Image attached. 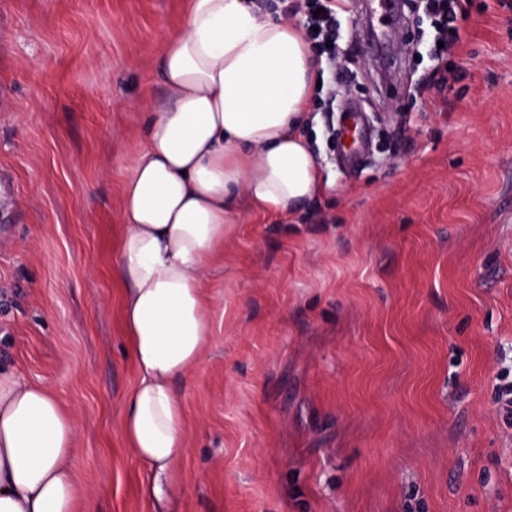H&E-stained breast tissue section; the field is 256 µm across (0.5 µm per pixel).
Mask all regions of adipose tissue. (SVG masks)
Masks as SVG:
<instances>
[{"label": "adipose tissue", "instance_id": "adipose-tissue-1", "mask_svg": "<svg viewBox=\"0 0 512 512\" xmlns=\"http://www.w3.org/2000/svg\"><path fill=\"white\" fill-rule=\"evenodd\" d=\"M159 60L167 106L123 186L113 267L137 381L119 426L156 507L184 487L188 413L177 388L212 334L210 270L246 201L286 216L325 182L300 126L318 82L298 28L251 0H184ZM78 419L49 387L0 371V512H75Z\"/></svg>", "mask_w": 512, "mask_h": 512}]
</instances>
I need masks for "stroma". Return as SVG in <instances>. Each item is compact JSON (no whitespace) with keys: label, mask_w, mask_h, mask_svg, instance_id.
<instances>
[{"label":"stroma","mask_w":512,"mask_h":512,"mask_svg":"<svg viewBox=\"0 0 512 512\" xmlns=\"http://www.w3.org/2000/svg\"><path fill=\"white\" fill-rule=\"evenodd\" d=\"M405 2L400 28L382 0L337 17L354 62L304 130L323 193L287 218L238 207L209 350L178 386L187 483L166 512H512V9L473 0L466 78L440 90L435 30ZM182 13L0 0V368L75 412L96 512L154 508L119 428L136 372L110 265ZM352 104L369 128L353 168L326 135Z\"/></svg>","instance_id":"obj_1"}]
</instances>
